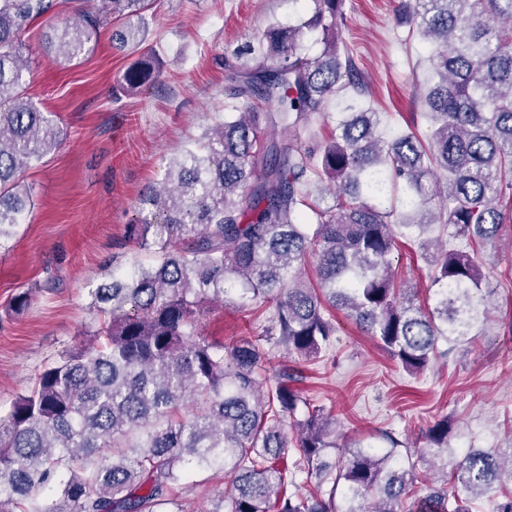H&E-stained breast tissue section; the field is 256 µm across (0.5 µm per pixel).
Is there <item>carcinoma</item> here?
Masks as SVG:
<instances>
[{"mask_svg": "<svg viewBox=\"0 0 512 512\" xmlns=\"http://www.w3.org/2000/svg\"><path fill=\"white\" fill-rule=\"evenodd\" d=\"M300 22L270 25L250 59L225 61L229 95L244 111L208 126L196 148L169 159L162 185L142 198L129 238L153 256L91 292L89 343L45 363L0 417V512H184L176 486L216 466L231 477L229 512H472L475 499L512 512V451L470 448L448 469V421L427 446L397 452L359 446L330 459L335 422L293 386L294 371L268 377L264 337L306 361L336 335L343 311L411 373L426 370L440 341H469L489 314L492 289L480 253L512 214V0H415L401 6L427 56L419 87L425 139L378 132L365 83L336 39L345 0H311ZM150 0H83L46 36L48 58H78L112 18L122 43L145 35ZM68 0H0V250L34 208L25 173L64 134L25 90L28 24L58 16ZM318 32L321 49L305 46ZM160 79L155 55L126 80ZM349 90L340 135L302 145L311 116ZM324 184L332 203L313 187ZM449 232L445 246L434 232ZM404 237L422 262L432 298L417 302L389 255ZM315 279L302 280L308 260ZM241 304L268 307L262 336L224 342L200 333L224 306V282ZM305 407L303 419L286 423ZM315 473L287 493L289 448ZM442 473L424 477L417 466ZM454 491L448 492V483Z\"/></svg>", "mask_w": 512, "mask_h": 512, "instance_id": "1", "label": "carcinoma"}]
</instances>
